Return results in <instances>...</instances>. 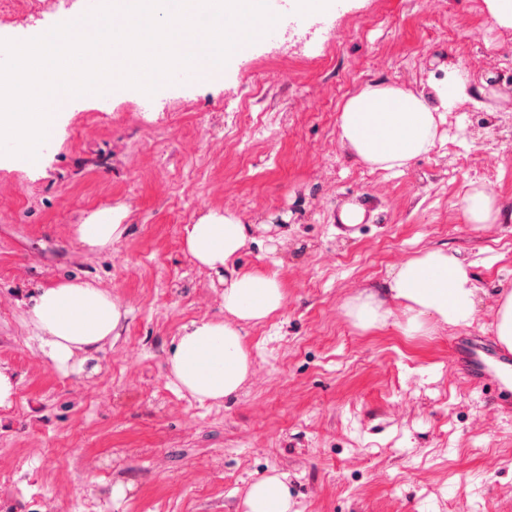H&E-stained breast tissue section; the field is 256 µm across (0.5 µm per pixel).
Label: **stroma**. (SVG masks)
Listing matches in <instances>:
<instances>
[{"label":"stroma","mask_w":512,"mask_h":512,"mask_svg":"<svg viewBox=\"0 0 512 512\" xmlns=\"http://www.w3.org/2000/svg\"><path fill=\"white\" fill-rule=\"evenodd\" d=\"M320 18L231 56L220 80L75 100L41 166L0 168V367L17 381L0 407V512H243L254 479L283 473L295 512H512V396L452 358L459 336L493 339L512 290V28L484 0H344ZM451 63L470 97L434 150L401 173L356 163L344 102L372 81L429 86ZM475 186L498 223L468 222ZM357 201L363 223L341 224ZM112 209L125 234L88 250L79 225ZM212 211L251 224L237 263L276 274L285 303L245 326L242 389L202 404L166 358L183 325L224 315L223 272L184 246ZM432 248L474 261L472 326L352 323L346 302ZM67 281L106 288L125 315L64 374L25 311Z\"/></svg>","instance_id":"obj_1"}]
</instances>
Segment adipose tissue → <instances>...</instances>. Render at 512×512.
<instances>
[{
	"label": "adipose tissue",
	"mask_w": 512,
	"mask_h": 512,
	"mask_svg": "<svg viewBox=\"0 0 512 512\" xmlns=\"http://www.w3.org/2000/svg\"><path fill=\"white\" fill-rule=\"evenodd\" d=\"M466 83L457 67L431 93L391 83H369L349 97L339 117L340 138L355 159L373 170L401 172L427 156L442 137L443 113L466 99ZM126 227L120 213L101 212L78 232L90 250L119 240ZM251 226L232 212H212L185 228V246L199 265L224 271L222 320H194L184 325L166 364L173 384L199 403L220 402L239 391L251 361L240 322H260L279 311L285 300L277 277L238 270L235 260L247 244ZM473 263L460 252L428 249L400 263L389 275L386 298L368 293L348 304L355 325L386 324L391 309L402 308L405 335L433 325L471 326L477 313ZM123 312L109 291L88 282H68L41 289L31 299L28 320L43 355L61 372L76 358L90 355L115 335ZM244 512H292L286 475L254 481L243 501Z\"/></svg>",
	"instance_id": "1"
}]
</instances>
